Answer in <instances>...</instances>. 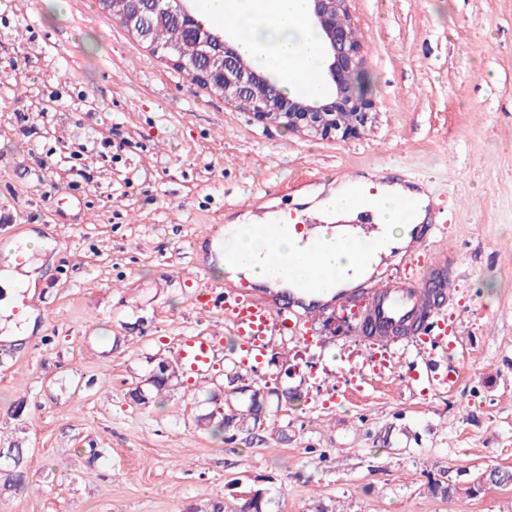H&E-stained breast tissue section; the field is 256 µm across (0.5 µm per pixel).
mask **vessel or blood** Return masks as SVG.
Here are the masks:
<instances>
[{
	"label": "vessel or blood",
	"instance_id": "obj_1",
	"mask_svg": "<svg viewBox=\"0 0 512 512\" xmlns=\"http://www.w3.org/2000/svg\"><path fill=\"white\" fill-rule=\"evenodd\" d=\"M403 202L407 212L420 216L421 221L414 226L410 240L396 246L401 260L392 275L373 278L364 288L337 289L327 300L292 292L283 304L255 289L213 284L199 298L202 309L223 310L248 364L261 362L274 337L284 330L310 329L328 312H347L364 328L362 343L342 356L335 376L360 387L396 371L404 354L422 360L425 353L440 349L448 353L451 366L442 369L422 360L410 379L428 382L440 390L454 388L467 362V351L443 307L457 295L459 275L453 255L433 248L441 226L436 222L437 207L431 197L418 183L411 182ZM250 211L256 228L269 237L279 236L289 224L300 227L302 255L313 270H320L326 244L320 211L287 212L264 201L251 205ZM381 239L382 228L376 223L341 227V240L347 244H374ZM215 349V337L188 336L180 341L178 353L189 370L199 372L208 367Z\"/></svg>",
	"mask_w": 512,
	"mask_h": 512
}]
</instances>
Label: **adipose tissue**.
Wrapping results in <instances>:
<instances>
[{
    "instance_id": "1",
    "label": "adipose tissue",
    "mask_w": 512,
    "mask_h": 512,
    "mask_svg": "<svg viewBox=\"0 0 512 512\" xmlns=\"http://www.w3.org/2000/svg\"><path fill=\"white\" fill-rule=\"evenodd\" d=\"M199 6L204 17L224 25L231 35L242 37L253 57L272 72L285 93H321V54L316 33L309 24L310 0H200ZM401 194V187L389 186L378 189L372 197L389 236L398 240L408 231ZM264 250L281 257L288 269L287 281L314 288L322 295L335 291L338 273L364 266L362 246L335 244L323 257V276L315 281L299 253L296 230L271 240L246 228L233 235L229 257L220 267L232 276L247 268L252 281L274 283L271 269L254 261Z\"/></svg>"
}]
</instances>
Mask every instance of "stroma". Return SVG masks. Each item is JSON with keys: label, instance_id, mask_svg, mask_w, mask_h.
<instances>
[{"label": "stroma", "instance_id": "35a3bbf8", "mask_svg": "<svg viewBox=\"0 0 512 512\" xmlns=\"http://www.w3.org/2000/svg\"><path fill=\"white\" fill-rule=\"evenodd\" d=\"M376 112L359 137L312 140L179 73L98 0H0V265L44 243L34 293L0 325V512H512V0H349ZM375 168L419 181L458 260L448 306L470 352L453 392L390 375L325 378L359 338L277 336L243 366L202 234L264 195L297 210ZM215 335L212 367L135 402L180 338ZM263 391L254 430L249 389ZM236 417L214 433L217 408Z\"/></svg>", "mask_w": 512, "mask_h": 512}]
</instances>
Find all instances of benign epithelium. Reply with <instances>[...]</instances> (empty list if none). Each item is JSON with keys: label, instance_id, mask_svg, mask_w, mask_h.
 <instances>
[{"label": "benign epithelium", "instance_id": "7a95c632", "mask_svg": "<svg viewBox=\"0 0 512 512\" xmlns=\"http://www.w3.org/2000/svg\"><path fill=\"white\" fill-rule=\"evenodd\" d=\"M348 0H311V21L318 30L325 54L324 83L328 92L316 98L287 97L269 92L266 75L244 64L241 46L198 30V48L207 61L201 76L206 87L234 102L244 94L255 101L252 116L265 125H276L304 137L346 139L357 135L372 118L373 104L362 83L365 60L359 41L347 22ZM119 21L143 42H149L152 21L140 13Z\"/></svg>", "mask_w": 512, "mask_h": 512}]
</instances>
